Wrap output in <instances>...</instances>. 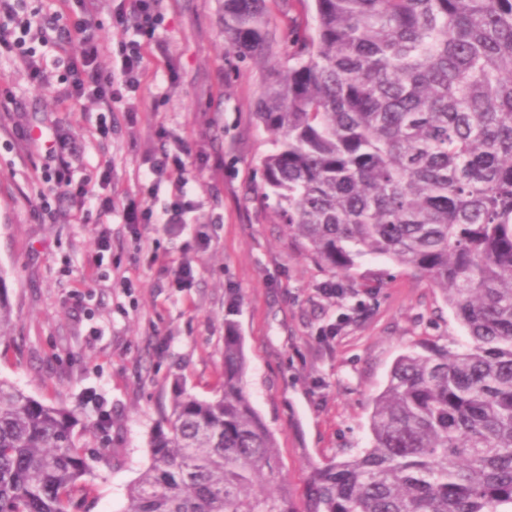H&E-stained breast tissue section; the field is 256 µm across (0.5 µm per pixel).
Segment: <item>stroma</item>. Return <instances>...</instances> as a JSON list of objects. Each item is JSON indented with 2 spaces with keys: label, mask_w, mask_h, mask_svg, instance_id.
<instances>
[{
  "label": "stroma",
  "mask_w": 512,
  "mask_h": 512,
  "mask_svg": "<svg viewBox=\"0 0 512 512\" xmlns=\"http://www.w3.org/2000/svg\"><path fill=\"white\" fill-rule=\"evenodd\" d=\"M139 122L112 102L110 138L85 137L95 108L57 99L68 56L38 48L48 81L32 83L21 62L0 56V94L17 112L0 125V290L12 311L0 344V378L39 401L107 411L115 454L85 478L91 512H123L147 466L148 439L169 412L175 386L216 395L224 371V316L236 309L247 361L245 391L277 441L281 470L303 499L308 460L368 446L372 400L395 359L418 342L451 348L467 340L438 288L389 259L366 255L345 278L314 262L255 197L270 137L253 119L265 64L224 43V0H164ZM174 135L152 137L157 125ZM60 131L74 141L75 180L97 181L112 163V213L50 220L25 200L43 151L32 138ZM186 167L196 209L179 230L141 226L156 252L137 249L125 223L130 204L168 207V184L137 180L160 149ZM110 242L100 250L99 238ZM192 276L180 281L181 263ZM127 286H120V278Z\"/></svg>",
  "instance_id": "obj_1"
}]
</instances>
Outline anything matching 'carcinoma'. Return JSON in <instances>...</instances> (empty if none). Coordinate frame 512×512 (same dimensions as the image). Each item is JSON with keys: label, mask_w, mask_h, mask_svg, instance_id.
<instances>
[{"label": "carcinoma", "mask_w": 512, "mask_h": 512, "mask_svg": "<svg viewBox=\"0 0 512 512\" xmlns=\"http://www.w3.org/2000/svg\"><path fill=\"white\" fill-rule=\"evenodd\" d=\"M255 118L273 150L256 201L351 276L383 256L439 288L469 341L411 349L371 443L310 463L304 508L242 386L224 316L220 395L181 388L124 512H512V0H312ZM267 0H224V40L269 61ZM11 309L0 296V342ZM101 420L0 379V512H80Z\"/></svg>", "instance_id": "cac0c4a2"}]
</instances>
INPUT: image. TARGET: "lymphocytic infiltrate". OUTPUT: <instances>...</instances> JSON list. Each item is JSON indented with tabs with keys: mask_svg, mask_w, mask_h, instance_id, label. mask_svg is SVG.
<instances>
[{
	"mask_svg": "<svg viewBox=\"0 0 512 512\" xmlns=\"http://www.w3.org/2000/svg\"><path fill=\"white\" fill-rule=\"evenodd\" d=\"M60 4L65 8L72 5L78 8L79 15L73 27L53 22L46 26L34 25L23 11L24 0H0V53H12L21 58L30 80L41 84L45 81L42 62L35 48L27 45V36H34L35 39L59 47L71 40H78V53L68 62L60 100L64 103L82 99L98 102L101 110L96 117L95 132L99 137H108L112 132V124L108 120L112 110V86L118 81L128 93H140L147 76L148 46L137 41L131 42L120 57L116 74L106 73L99 63L105 47L98 35L100 21L95 0H60ZM184 171L182 160H170L165 154L153 158L148 173L166 180L174 200L160 212L148 206L130 205L126 210L129 227L141 224L164 227L185 224L191 204L185 199L187 181ZM43 178L49 185L48 191L37 192L30 201L31 207L38 214L55 217L56 210L50 204L54 198L69 200L78 213L82 212L86 203L92 201L97 202L101 215H108L112 211L111 198H98L96 193L84 186L73 188L68 160H60L57 168L44 172Z\"/></svg>",
	"mask_w": 512,
	"mask_h": 512,
	"instance_id": "lymphocytic-infiltrate-1",
	"label": "lymphocytic infiltrate"
}]
</instances>
